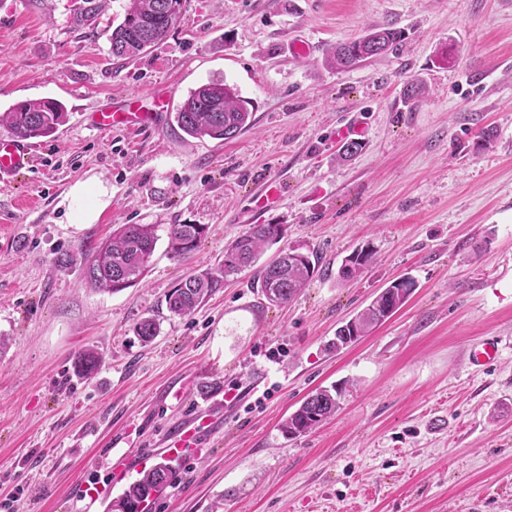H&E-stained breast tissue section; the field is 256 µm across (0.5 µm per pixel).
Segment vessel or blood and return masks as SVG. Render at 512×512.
Listing matches in <instances>:
<instances>
[{
	"mask_svg": "<svg viewBox=\"0 0 512 512\" xmlns=\"http://www.w3.org/2000/svg\"><path fill=\"white\" fill-rule=\"evenodd\" d=\"M170 103V95L156 92L152 95L151 107H143L137 95H129L117 103H106L85 117L89 126L101 131L115 129L141 130L158 128ZM33 163L32 147L28 142L12 136L0 137V181L14 178L28 170ZM499 355V342L485 339L475 345L470 360L473 365L485 367L493 363ZM215 418L211 415L188 417L178 427L172 429L162 441L165 459L180 457L190 437L200 435L202 429L214 427Z\"/></svg>",
	"mask_w": 512,
	"mask_h": 512,
	"instance_id": "obj_1",
	"label": "vessel or blood"
}]
</instances>
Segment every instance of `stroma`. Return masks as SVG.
Masks as SVG:
<instances>
[{
	"instance_id": "35a3bbf8",
	"label": "stroma",
	"mask_w": 512,
	"mask_h": 512,
	"mask_svg": "<svg viewBox=\"0 0 512 512\" xmlns=\"http://www.w3.org/2000/svg\"><path fill=\"white\" fill-rule=\"evenodd\" d=\"M101 3L87 26L73 0H0V111L48 98L69 113L36 139L29 171L0 182V512H109L161 463L166 431L208 408L221 432L152 512H512V0H184L166 40L125 61L110 37L128 0ZM388 23L406 33L394 51L327 66L336 43ZM298 39L309 55L291 53ZM212 79L251 103L234 139L84 122L104 99L147 107L168 90L176 106ZM413 79L424 93L410 100ZM356 119L363 149L344 160L336 133ZM93 177L108 206L68 223L66 194ZM118 224L155 225L158 240L144 279L107 293L82 266ZM171 224L206 225L191 258L169 253ZM252 224L284 227L263 261L317 256L307 287L270 305L251 267L170 317L167 292ZM365 244L375 262L338 281ZM402 277L416 284L408 301L330 349ZM145 317L161 323L148 345L134 333ZM488 337L501 352L482 369L470 351ZM87 348L101 366L81 378ZM332 385L336 415L285 436L283 419ZM100 363V357L95 350H82L74 359V372L83 378L90 377L98 370Z\"/></svg>"
}]
</instances>
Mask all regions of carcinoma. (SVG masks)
I'll return each instance as SVG.
<instances>
[{
    "instance_id": "1",
    "label": "carcinoma",
    "mask_w": 512,
    "mask_h": 512,
    "mask_svg": "<svg viewBox=\"0 0 512 512\" xmlns=\"http://www.w3.org/2000/svg\"><path fill=\"white\" fill-rule=\"evenodd\" d=\"M75 21L82 25L96 22L99 0H74ZM182 0H129L123 20L113 29L110 39L112 57L133 59L164 41L180 17ZM404 39V31L390 25L373 28L363 36L334 46L327 64L347 70L370 58L385 54ZM250 103L237 87L224 80H211L189 92L174 113L173 121L185 135L203 140H229L252 126ZM68 120L65 106L52 99H30L18 102L0 112V125L12 135L29 140L52 135ZM206 233L203 224H171L168 227L169 252L176 258L191 256ZM271 224H252L225 249L224 262L188 275L166 295L168 312L177 317L193 313L208 298L224 287V281L246 267H253L265 249L278 241ZM157 237L151 224H120L112 237L95 248L83 264V279L104 292H119L140 282L150 267ZM374 259V251L360 249L354 258H346L338 278L356 277ZM315 272L310 256L301 259L273 260L258 270L261 292L271 305L290 302L306 286ZM412 290L390 285L369 305L354 316L355 328L366 336L400 309ZM135 333L144 344L160 333L153 318L141 319ZM100 357L93 349L77 354L74 372L83 378L92 376L100 367ZM338 389H321L306 397L299 407L284 419L281 431L289 437L307 433L336 413ZM171 481L169 469L159 464L131 482L114 501L116 512H141V505L160 495Z\"/></svg>"
}]
</instances>
